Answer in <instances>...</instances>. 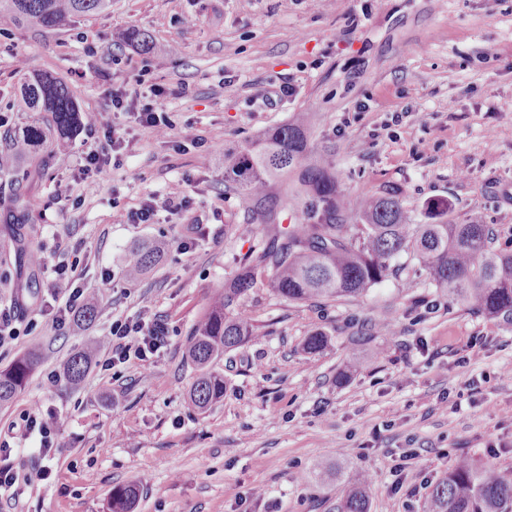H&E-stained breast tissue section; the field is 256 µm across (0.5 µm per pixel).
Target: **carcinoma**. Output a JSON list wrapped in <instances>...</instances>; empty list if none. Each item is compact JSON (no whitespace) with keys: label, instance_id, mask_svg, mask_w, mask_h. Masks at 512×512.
Wrapping results in <instances>:
<instances>
[{"label":"carcinoma","instance_id":"obj_1","mask_svg":"<svg viewBox=\"0 0 512 512\" xmlns=\"http://www.w3.org/2000/svg\"><path fill=\"white\" fill-rule=\"evenodd\" d=\"M111 3L0 0V19L12 26L52 30L73 16L104 13ZM119 39L143 51L151 48L149 36L137 29ZM23 101L30 110L48 114L50 123L30 124L5 136L0 173L40 148L62 145L90 120L69 87L51 74L29 79ZM308 130L309 116L300 112L241 150L224 154V190L238 196L243 223L262 235L239 259L234 276L225 281L188 337L187 356L200 370L190 401L199 409L224 397V376L210 365L255 336L245 299L259 282L290 302L348 300L400 271L395 260L404 252L417 261L430 285L448 295V304L512 329V247H494L490 225L476 218L467 224L448 223L445 200L428 201L425 214L430 223L414 224L403 200L392 191L351 197L338 185L332 163L314 157ZM159 258L156 246L133 244L126 253L128 277L140 279ZM327 343L328 336L315 331L306 338L304 350L317 353ZM93 353L88 348L71 355L65 368L69 385H80ZM38 359L33 350L0 371V405L25 388ZM373 482L370 472L349 477V488L332 512H370ZM137 496L132 485L113 489L114 512H131ZM427 512H512V474L494 462L477 465L459 459L432 484Z\"/></svg>","mask_w":512,"mask_h":512}]
</instances>
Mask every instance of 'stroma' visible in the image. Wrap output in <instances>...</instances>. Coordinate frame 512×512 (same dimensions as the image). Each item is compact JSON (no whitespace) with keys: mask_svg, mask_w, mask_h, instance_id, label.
Here are the masks:
<instances>
[{"mask_svg":"<svg viewBox=\"0 0 512 512\" xmlns=\"http://www.w3.org/2000/svg\"><path fill=\"white\" fill-rule=\"evenodd\" d=\"M348 5L352 24L317 0H112L104 15L0 39V139L47 123L20 96L25 75L45 72L124 138L120 164L86 180L74 177L79 158L106 142L83 129L56 154L0 175V308L15 302L18 253L32 241L58 260L62 244L78 248L80 283L99 307L90 326L40 316L0 347V370L42 354L25 390L0 408V440L34 409L59 422L49 456L12 452L15 467L50 476L0 492V512H110L113 488L128 484L139 489L135 512H328L343 484L312 470L335 453L373 473L370 512H424V499L393 490L402 449L417 453L411 484L459 456L512 468V331L449 307L431 285L406 289L415 263L405 254L397 277L349 301L291 303L258 286L247 299L255 337L213 366L223 399L204 410L188 402L197 370L185 340L255 242L224 190V152L295 113H311L310 141L331 154L351 195L397 189L418 224L426 202L444 199L449 223L477 212L512 240V0ZM188 16L195 26L183 25ZM126 29L146 32L152 49L113 43ZM141 68L150 82L184 89L166 101L169 137L112 113L113 90ZM189 133L203 146L184 145ZM20 192L36 205L19 224ZM170 193L190 197L188 220L127 223L128 207ZM142 240L164 256L131 285L124 256ZM138 317L167 327L154 355L91 367L79 388L65 386L73 352L107 343L113 320ZM382 317L395 335L366 332ZM317 330L330 342L306 353Z\"/></svg>","mask_w":512,"mask_h":512,"instance_id":"stroma-1","label":"stroma"}]
</instances>
